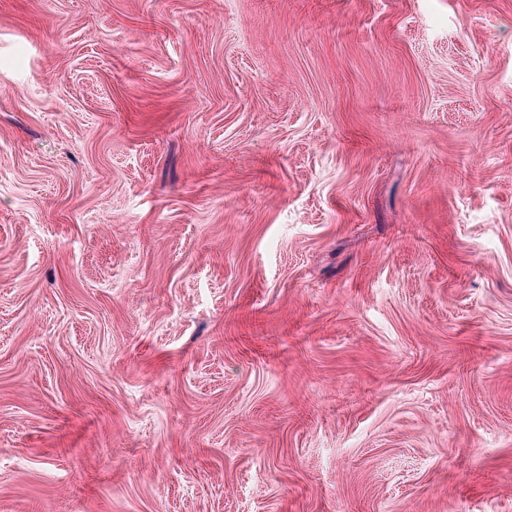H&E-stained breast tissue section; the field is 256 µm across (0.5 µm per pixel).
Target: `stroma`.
I'll return each mask as SVG.
<instances>
[{
	"mask_svg": "<svg viewBox=\"0 0 512 512\" xmlns=\"http://www.w3.org/2000/svg\"><path fill=\"white\" fill-rule=\"evenodd\" d=\"M0 512H512V0H0Z\"/></svg>",
	"mask_w": 512,
	"mask_h": 512,
	"instance_id": "stroma-1",
	"label": "stroma"
}]
</instances>
